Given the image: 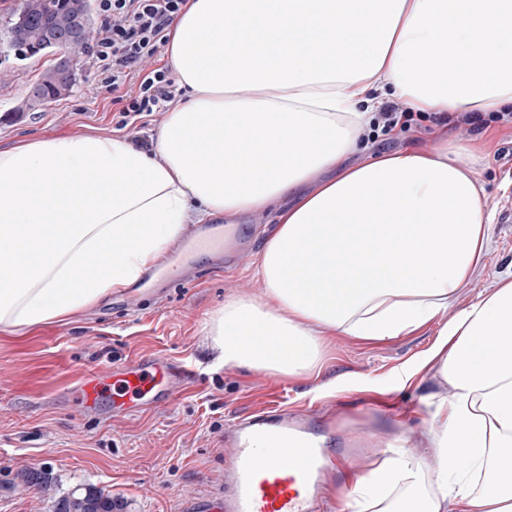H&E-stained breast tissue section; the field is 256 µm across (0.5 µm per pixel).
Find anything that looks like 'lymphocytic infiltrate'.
<instances>
[{
	"label": "lymphocytic infiltrate",
	"instance_id": "lymphocytic-infiltrate-1",
	"mask_svg": "<svg viewBox=\"0 0 512 512\" xmlns=\"http://www.w3.org/2000/svg\"><path fill=\"white\" fill-rule=\"evenodd\" d=\"M188 0H96L102 29L94 39L93 67L112 96L118 129L167 109L177 94L161 61L168 29Z\"/></svg>",
	"mask_w": 512,
	"mask_h": 512
}]
</instances>
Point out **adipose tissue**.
Returning a JSON list of instances; mask_svg holds the SVG:
<instances>
[{
	"instance_id": "1",
	"label": "adipose tissue",
	"mask_w": 512,
	"mask_h": 512,
	"mask_svg": "<svg viewBox=\"0 0 512 512\" xmlns=\"http://www.w3.org/2000/svg\"><path fill=\"white\" fill-rule=\"evenodd\" d=\"M449 29L448 55L427 54ZM165 59L183 94L154 152L105 133L0 148V326L95 308L150 274L188 222L284 197L257 263L267 300L229 298L209 321L220 361L299 375L321 358L317 328L390 340L447 311L490 224L458 146L343 161L387 98L440 114L512 105V0H189ZM255 153L262 165H236ZM364 250L385 262L355 288ZM431 364L452 388L428 404L450 461L427 473L396 445L347 512H512V277L451 317L416 366Z\"/></svg>"
}]
</instances>
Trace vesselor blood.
<instances>
[{
	"instance_id": "vessel-or-blood-1",
	"label": "vessel or blood",
	"mask_w": 512,
	"mask_h": 512,
	"mask_svg": "<svg viewBox=\"0 0 512 512\" xmlns=\"http://www.w3.org/2000/svg\"><path fill=\"white\" fill-rule=\"evenodd\" d=\"M214 231L193 229L183 242L192 250L212 249ZM381 253L360 252L348 274L359 284L364 270L378 267ZM189 376L183 367L163 355L140 358L103 371L89 370L80 378L79 403L84 413L106 411L108 418H126L147 409L170 405ZM110 401H103L104 389ZM312 417L276 410L255 414L234 424L226 433L233 448L224 466L223 488L182 501L178 512H317L322 497L323 451L312 438ZM265 449H257V441Z\"/></svg>"
}]
</instances>
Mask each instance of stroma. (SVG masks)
I'll list each match as a JSON object with an SVG mask.
<instances>
[{"instance_id": "1", "label": "stroma", "mask_w": 512, "mask_h": 512, "mask_svg": "<svg viewBox=\"0 0 512 512\" xmlns=\"http://www.w3.org/2000/svg\"><path fill=\"white\" fill-rule=\"evenodd\" d=\"M22 0H0V148L23 140L113 131L112 96L99 87L84 62L64 97L24 114L17 108L53 62L44 53L17 59L6 46L7 22ZM420 127L395 136L389 153L413 150L433 157L440 140L478 144L476 160L462 153L458 166L481 187L493 215L489 241L447 313L412 333L374 341L323 332L318 367L301 376H272L217 360L205 340L207 320L229 297L267 299L257 259L288 207L281 199L224 227V268L211 271L209 254L186 256L200 274L185 285L144 299L138 309L106 300L93 312L22 332L0 329V512H56L57 502L86 487L128 502L129 512H177L179 503L218 486L232 450L222 444L225 427L244 413L285 402L312 408L317 434L335 480L326 483L329 512H340L354 481L387 456L397 438L410 455L433 470L437 430L427 401L447 398L451 388L434 367L415 376L408 369L425 356L451 314L494 291L512 275V132L497 125H450L423 114ZM161 353L182 363L198 387L182 392L167 409L123 419L84 414L75 389L86 370ZM41 471L50 491L25 483Z\"/></svg>"}]
</instances>
